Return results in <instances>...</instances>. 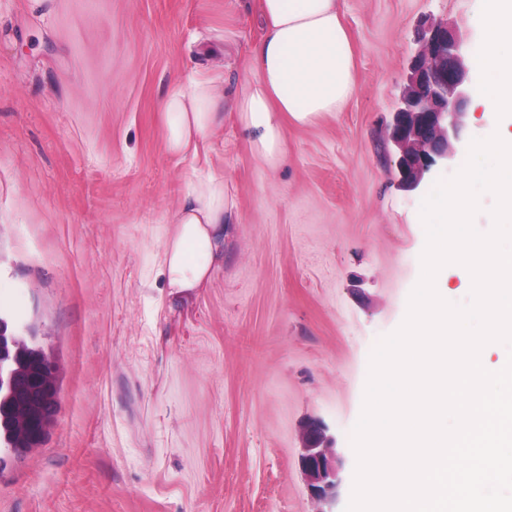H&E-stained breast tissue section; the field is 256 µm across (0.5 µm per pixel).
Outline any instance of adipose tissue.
<instances>
[{
    "instance_id": "obj_1",
    "label": "adipose tissue",
    "mask_w": 512,
    "mask_h": 512,
    "mask_svg": "<svg viewBox=\"0 0 512 512\" xmlns=\"http://www.w3.org/2000/svg\"><path fill=\"white\" fill-rule=\"evenodd\" d=\"M264 30L251 52L252 79L233 102L236 120L257 159L277 167L287 159L284 124L305 125L340 111L356 90L354 50L340 0H258ZM166 154L183 161L200 147L221 144L224 88L191 70L165 100ZM235 203L223 172H194L171 213L158 263L169 294L190 299L224 265V236Z\"/></svg>"
}]
</instances>
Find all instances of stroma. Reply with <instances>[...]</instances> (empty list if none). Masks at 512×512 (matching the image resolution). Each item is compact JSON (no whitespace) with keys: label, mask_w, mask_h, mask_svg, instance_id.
I'll return each instance as SVG.
<instances>
[{"label":"stroma","mask_w":512,"mask_h":512,"mask_svg":"<svg viewBox=\"0 0 512 512\" xmlns=\"http://www.w3.org/2000/svg\"><path fill=\"white\" fill-rule=\"evenodd\" d=\"M357 88L252 153L231 104L256 0H0V316L58 367L41 442L0 466V512H345L369 356L403 322L426 236L387 133L425 31L472 57L482 0H340ZM222 49L224 266L171 300L154 257L191 161L163 150L175 79ZM334 440L336 489L299 465ZM329 438L326 426L319 420L311 421L304 432V448L301 465L310 480L312 494L323 499L333 487L336 477L329 457Z\"/></svg>","instance_id":"stroma-1"}]
</instances>
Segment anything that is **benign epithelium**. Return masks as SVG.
<instances>
[{"mask_svg": "<svg viewBox=\"0 0 512 512\" xmlns=\"http://www.w3.org/2000/svg\"><path fill=\"white\" fill-rule=\"evenodd\" d=\"M463 41L448 25H438L424 37L423 49L412 63L410 82L394 112L389 139L399 149V183L408 190L420 187L424 175L438 161L455 160L451 142L463 131V107L469 98ZM24 357L16 335L0 324V389L15 399L12 417L22 426L21 436L40 437L44 406L56 403L55 366L48 356H27L24 368H14ZM326 426L310 422L304 432L301 465L310 480L312 494L322 499L336 477L329 457Z\"/></svg>", "mask_w": 512, "mask_h": 512, "instance_id": "benign-epithelium-1", "label": "benign epithelium"}]
</instances>
